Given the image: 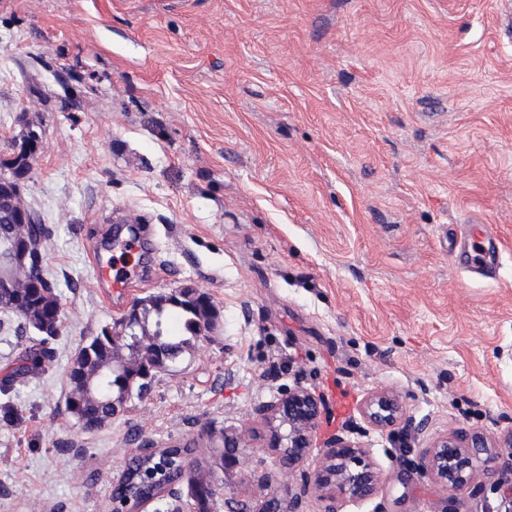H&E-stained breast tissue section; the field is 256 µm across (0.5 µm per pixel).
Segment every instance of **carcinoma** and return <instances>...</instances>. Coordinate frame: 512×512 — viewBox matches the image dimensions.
I'll return each mask as SVG.
<instances>
[{
	"instance_id": "obj_1",
	"label": "carcinoma",
	"mask_w": 512,
	"mask_h": 512,
	"mask_svg": "<svg viewBox=\"0 0 512 512\" xmlns=\"http://www.w3.org/2000/svg\"><path fill=\"white\" fill-rule=\"evenodd\" d=\"M29 142L36 147L21 152L3 164L9 173L25 177L41 152L42 133L29 129L13 141V149ZM31 211L21 195L0 193V310L23 321V329L42 335L33 352L29 372H39L51 361L46 342L57 336L62 322L60 296L44 272V244L51 228L36 220L24 224L21 216ZM137 334L128 337L107 325L83 344L68 370L66 411L85 431H95L125 411L131 395L143 397L152 379L182 356L212 329L218 311L207 293L197 288H176L136 302ZM198 442L174 441L154 451L135 456L113 487L111 501L143 504L168 498L169 512H183L193 500L196 512H210L218 487L210 469L192 462ZM196 486L183 494L185 483Z\"/></svg>"
}]
</instances>
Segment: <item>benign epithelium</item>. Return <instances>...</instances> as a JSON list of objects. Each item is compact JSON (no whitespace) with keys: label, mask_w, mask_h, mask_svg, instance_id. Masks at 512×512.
<instances>
[{"label":"benign epithelium","mask_w":512,"mask_h":512,"mask_svg":"<svg viewBox=\"0 0 512 512\" xmlns=\"http://www.w3.org/2000/svg\"><path fill=\"white\" fill-rule=\"evenodd\" d=\"M267 425L261 447L288 449V470H293L311 451L313 437L322 415V402L308 389L296 386L282 397L258 409ZM365 420L379 429L399 428L420 438L412 471L431 477L441 490L453 498L479 478L484 483L501 484L505 473H512V438L507 449L495 448L482 433H454L436 438L425 436L427 425L404 413L399 399L388 393L370 397L363 408ZM252 430L224 434L234 440L235 451L224 454V465L239 462L238 448ZM379 473L365 452L338 435L330 438L315 463L310 483L325 501L324 512H337L338 500L347 497L364 501L377 491ZM276 512H298L299 496L292 489H281L274 496Z\"/></svg>","instance_id":"1"}]
</instances>
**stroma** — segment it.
Masks as SVG:
<instances>
[{"label":"stroma","mask_w":512,"mask_h":512,"mask_svg":"<svg viewBox=\"0 0 512 512\" xmlns=\"http://www.w3.org/2000/svg\"><path fill=\"white\" fill-rule=\"evenodd\" d=\"M512 0H0V161L44 148L21 192L52 237L64 312L39 337L0 312V512H109L143 441L197 439L225 501L261 512L284 471L224 431L299 385L322 397L315 446L342 432L380 482L340 512H507L485 486L448 499L407 474L416 440L371 427L399 396L428 433L512 436ZM158 227L109 292L88 228ZM453 224H489L496 277L457 268ZM187 285L219 312L191 355L95 432L65 411L79 346L136 301Z\"/></svg>","instance_id":"35a3bbf8"}]
</instances>
